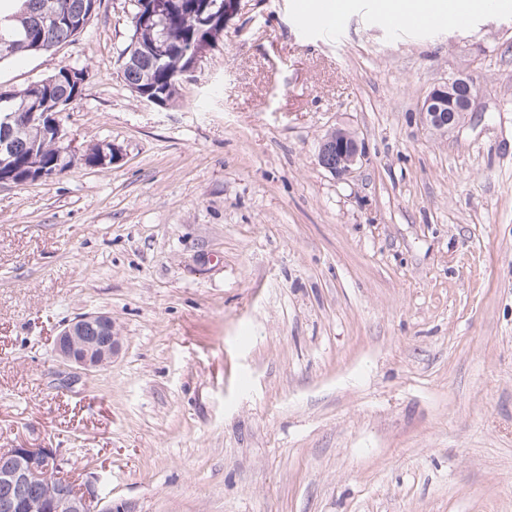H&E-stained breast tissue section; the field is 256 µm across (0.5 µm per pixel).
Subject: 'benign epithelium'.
I'll return each instance as SVG.
<instances>
[{
  "instance_id": "obj_1",
  "label": "benign epithelium",
  "mask_w": 512,
  "mask_h": 512,
  "mask_svg": "<svg viewBox=\"0 0 512 512\" xmlns=\"http://www.w3.org/2000/svg\"><path fill=\"white\" fill-rule=\"evenodd\" d=\"M478 87L469 74L450 77L423 99L420 113L431 130L447 132L474 111ZM71 101H57L53 111L30 112L11 106L10 95L0 93V129L11 134L17 128L45 122L61 141H66L56 109ZM97 166L105 167L119 158L110 143L96 145ZM364 157L358 139L339 129L330 130L319 143V165L342 178L351 174ZM54 351L65 363L84 371L112 364L121 352L123 336L106 313H86L65 324L53 339ZM61 459L55 448H10L0 453V512H134L125 502H115L104 493L101 479L93 477L81 487L60 476Z\"/></svg>"
}]
</instances>
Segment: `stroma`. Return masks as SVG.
<instances>
[{"mask_svg":"<svg viewBox=\"0 0 512 512\" xmlns=\"http://www.w3.org/2000/svg\"><path fill=\"white\" fill-rule=\"evenodd\" d=\"M294 2L242 0L165 107L123 78L133 0L0 62L83 70L67 139L121 152L0 185V452L135 512H512V9L399 33L350 0L333 36ZM461 72L476 112L429 130ZM90 312L124 347L78 375L52 338ZM477 97L478 87L471 75H453L423 99L422 120L432 131L448 132L455 129L468 112H475ZM363 157L364 151L361 142L343 130H330L320 140L317 154L318 163L339 178L351 174Z\"/></svg>","mask_w":512,"mask_h":512,"instance_id":"obj_1","label":"stroma"}]
</instances>
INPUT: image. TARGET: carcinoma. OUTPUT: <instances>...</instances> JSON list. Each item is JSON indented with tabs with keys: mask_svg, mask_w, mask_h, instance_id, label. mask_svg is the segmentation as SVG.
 I'll use <instances>...</instances> for the list:
<instances>
[{
	"mask_svg": "<svg viewBox=\"0 0 512 512\" xmlns=\"http://www.w3.org/2000/svg\"><path fill=\"white\" fill-rule=\"evenodd\" d=\"M91 0H24L19 13L10 21L9 39L23 44L3 53L9 56L45 52V48L73 41L84 30L95 11ZM224 0H134L132 36L123 50V77L130 89L149 100L168 102L178 93L176 69L195 61L200 50L214 44L224 32ZM84 87L71 82L69 66L26 87L10 91L16 107L41 103L45 98L71 99L81 96ZM50 171L71 165L54 132L33 124L0 139V179L20 184L31 167Z\"/></svg>",
	"mask_w": 512,
	"mask_h": 512,
	"instance_id": "1",
	"label": "carcinoma"
}]
</instances>
